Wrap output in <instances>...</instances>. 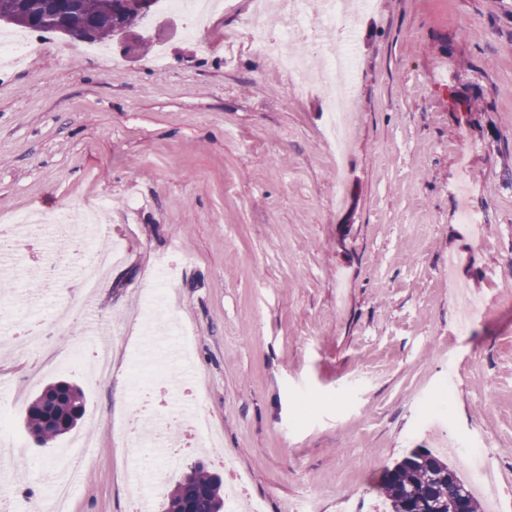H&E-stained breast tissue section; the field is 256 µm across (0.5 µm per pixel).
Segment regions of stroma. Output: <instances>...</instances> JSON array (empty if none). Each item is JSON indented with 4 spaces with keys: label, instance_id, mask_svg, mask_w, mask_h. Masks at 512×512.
Listing matches in <instances>:
<instances>
[{
    "label": "stroma",
    "instance_id": "stroma-1",
    "mask_svg": "<svg viewBox=\"0 0 512 512\" xmlns=\"http://www.w3.org/2000/svg\"><path fill=\"white\" fill-rule=\"evenodd\" d=\"M252 0L198 35L156 6L148 51L47 34L0 76V226L106 199L101 245L120 243L90 311L81 251L49 232L0 291V410L26 460L0 484L6 512H39L64 435L21 423L48 383L76 380L91 431L69 512H131L141 455L123 444L141 403L183 387L215 435L165 464L162 503L221 457L265 512H377L381 475L409 449L482 445L512 512V0H377L354 21L353 117L337 158L329 95L256 54ZM176 276L147 317L157 264ZM57 265L32 291L30 269ZM481 315L460 329L461 296ZM36 315L45 350L18 330ZM190 335L188 363L155 358L154 323ZM108 344L110 378L67 364ZM447 406L441 433L427 415Z\"/></svg>",
    "mask_w": 512,
    "mask_h": 512
}]
</instances>
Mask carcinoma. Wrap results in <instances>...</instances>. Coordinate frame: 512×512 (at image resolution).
Returning a JSON list of instances; mask_svg holds the SVG:
<instances>
[{
    "label": "carcinoma",
    "instance_id": "1",
    "mask_svg": "<svg viewBox=\"0 0 512 512\" xmlns=\"http://www.w3.org/2000/svg\"><path fill=\"white\" fill-rule=\"evenodd\" d=\"M26 16L21 28L32 33H53L74 40L102 42L114 38L121 24L138 25V6L130 2L107 14L103 0H0V11ZM85 412L82 389L68 381L48 385L29 404L25 424L37 443L47 448L73 430ZM384 512H455L465 500L466 512H481V505L448 461L428 448H413L385 468L380 487ZM224 512L222 478L197 464L176 483L162 503L161 512Z\"/></svg>",
    "mask_w": 512,
    "mask_h": 512
}]
</instances>
